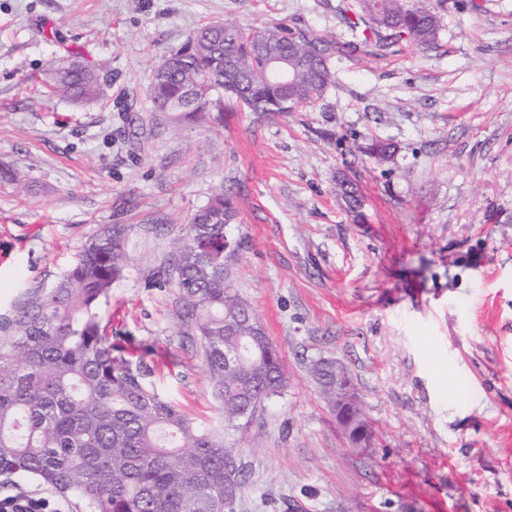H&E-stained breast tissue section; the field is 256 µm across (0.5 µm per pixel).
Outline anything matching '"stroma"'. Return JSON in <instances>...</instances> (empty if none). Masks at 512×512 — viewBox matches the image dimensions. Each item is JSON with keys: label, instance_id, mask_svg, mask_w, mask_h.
Returning a JSON list of instances; mask_svg holds the SVG:
<instances>
[{"label": "stroma", "instance_id": "35a3bbf8", "mask_svg": "<svg viewBox=\"0 0 512 512\" xmlns=\"http://www.w3.org/2000/svg\"><path fill=\"white\" fill-rule=\"evenodd\" d=\"M345 0H0V315L51 288L106 224L128 267L102 309L150 345L157 387L218 425L200 338L155 286L218 191L245 248L234 284L288 371L239 454L235 512H512V0H448L439 46L334 58L312 106L175 122L153 68L207 22L351 40ZM79 55L96 97L48 94ZM393 143V157L367 152ZM353 180L361 221L338 184ZM340 359L374 436L351 447L308 371ZM450 365L456 399L430 367Z\"/></svg>", "mask_w": 512, "mask_h": 512}]
</instances>
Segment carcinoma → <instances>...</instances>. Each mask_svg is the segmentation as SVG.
I'll return each instance as SVG.
<instances>
[{
  "label": "carcinoma",
  "mask_w": 512,
  "mask_h": 512,
  "mask_svg": "<svg viewBox=\"0 0 512 512\" xmlns=\"http://www.w3.org/2000/svg\"><path fill=\"white\" fill-rule=\"evenodd\" d=\"M446 4L348 0L340 19L361 30L348 42L286 25L207 23L154 70L150 96L160 112L217 123L226 105L291 112L333 84L336 57L383 53L404 42L437 46ZM274 51L294 62L285 82L271 72ZM49 88L90 98L98 75L87 64L57 63ZM341 192L360 220L354 184ZM237 218L232 198L215 194L174 238L166 281L179 289L182 318L200 336L224 427L243 440L257 412L288 386V372L258 316L224 277L242 248L229 232ZM127 234L124 224L104 226L55 287L0 324V476L29 477L88 512H235L246 483L242 459L158 391L144 361L150 346H142L141 358L130 357L101 311L124 276ZM308 370L329 407L372 437L353 389L336 386V359H312Z\"/></svg>",
  "instance_id": "carcinoma-1"
}]
</instances>
